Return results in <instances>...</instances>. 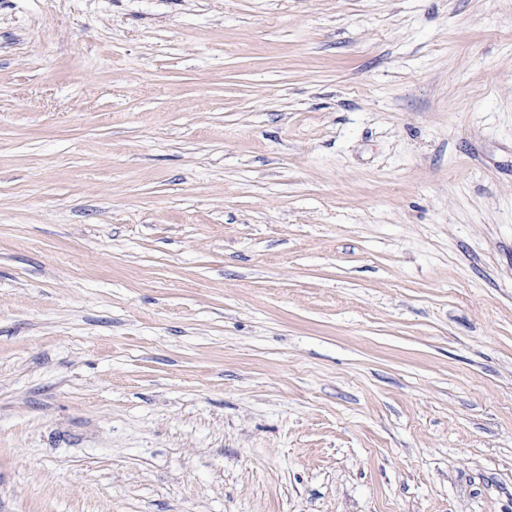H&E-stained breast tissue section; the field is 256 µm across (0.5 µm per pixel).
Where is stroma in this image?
Wrapping results in <instances>:
<instances>
[{
    "label": "stroma",
    "instance_id": "1",
    "mask_svg": "<svg viewBox=\"0 0 512 512\" xmlns=\"http://www.w3.org/2000/svg\"><path fill=\"white\" fill-rule=\"evenodd\" d=\"M0 512H512V0H0Z\"/></svg>",
    "mask_w": 512,
    "mask_h": 512
}]
</instances>
